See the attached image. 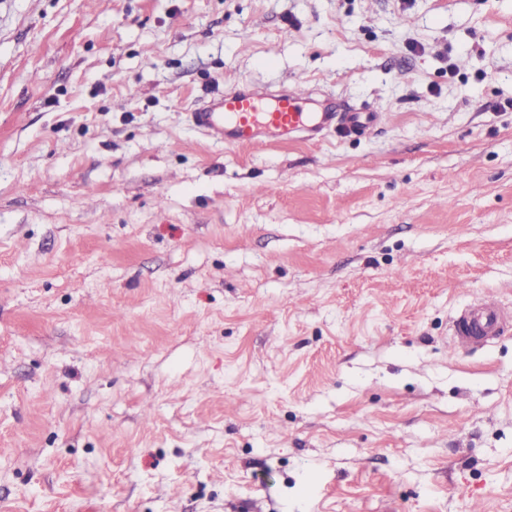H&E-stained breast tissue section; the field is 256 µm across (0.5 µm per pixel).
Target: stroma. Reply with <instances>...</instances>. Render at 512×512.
<instances>
[{
  "label": "stroma",
  "instance_id": "35a3bbf8",
  "mask_svg": "<svg viewBox=\"0 0 512 512\" xmlns=\"http://www.w3.org/2000/svg\"><path fill=\"white\" fill-rule=\"evenodd\" d=\"M244 82L375 112L238 147ZM512 0H0V512H512ZM512 328V310L481 297L467 305L452 320V340L462 348L501 336Z\"/></svg>",
  "mask_w": 512,
  "mask_h": 512
}]
</instances>
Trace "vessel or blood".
Returning <instances> with one entry per match:
<instances>
[{
	"label": "vessel or blood",
	"mask_w": 512,
	"mask_h": 512,
	"mask_svg": "<svg viewBox=\"0 0 512 512\" xmlns=\"http://www.w3.org/2000/svg\"><path fill=\"white\" fill-rule=\"evenodd\" d=\"M192 119L215 139L239 147H253L269 141L316 140L339 124L364 134L372 129L378 115L374 112L338 114L315 106L312 96L294 89L272 92L237 84L219 98L197 107ZM510 330L512 310L487 297L467 305L450 326L452 340L462 348Z\"/></svg>",
	"instance_id": "b4317fda"
}]
</instances>
